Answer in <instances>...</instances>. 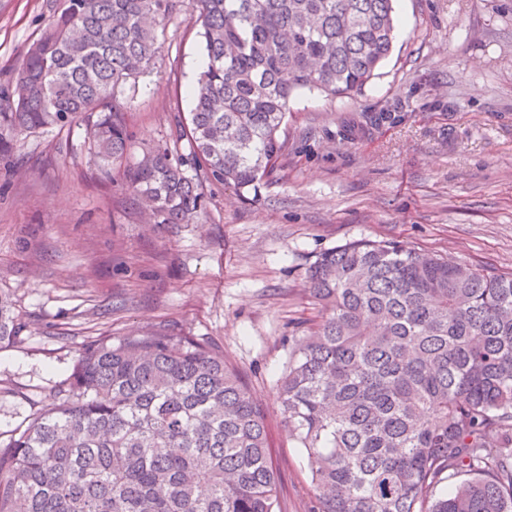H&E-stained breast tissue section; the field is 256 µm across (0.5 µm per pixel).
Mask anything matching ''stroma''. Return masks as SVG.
Instances as JSON below:
<instances>
[{
    "mask_svg": "<svg viewBox=\"0 0 512 512\" xmlns=\"http://www.w3.org/2000/svg\"><path fill=\"white\" fill-rule=\"evenodd\" d=\"M155 68L126 87L135 149L190 153L178 119L206 52L173 0ZM56 0H0V91ZM393 48L351 98L295 91L274 170L242 192L197 179L199 224L145 225L121 180L100 182L86 125L18 137L0 161V292L24 325L0 349V434L51 408L82 346L162 326L214 343L266 412L285 512H309L306 455L276 385L320 321L310 268L333 247L394 240L512 275V0H395ZM395 113L373 123V112Z\"/></svg>",
    "mask_w": 512,
    "mask_h": 512,
    "instance_id": "1",
    "label": "stroma"
}]
</instances>
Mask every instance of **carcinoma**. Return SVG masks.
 Segmentation results:
<instances>
[{"mask_svg": "<svg viewBox=\"0 0 512 512\" xmlns=\"http://www.w3.org/2000/svg\"><path fill=\"white\" fill-rule=\"evenodd\" d=\"M197 2L190 158H131L121 97L156 64L172 0H63L0 103V158L21 134L84 123L104 177L121 173L155 223L194 224L205 202L185 165L257 187L292 93L351 97L393 47L394 0ZM309 279L323 316L277 398L314 512H512V275L362 239ZM23 328L0 295V347ZM57 398L0 440V512H281L263 407L223 348L164 327L100 336Z\"/></svg>", "mask_w": 512, "mask_h": 512, "instance_id": "cac0c4a2", "label": "carcinoma"}]
</instances>
